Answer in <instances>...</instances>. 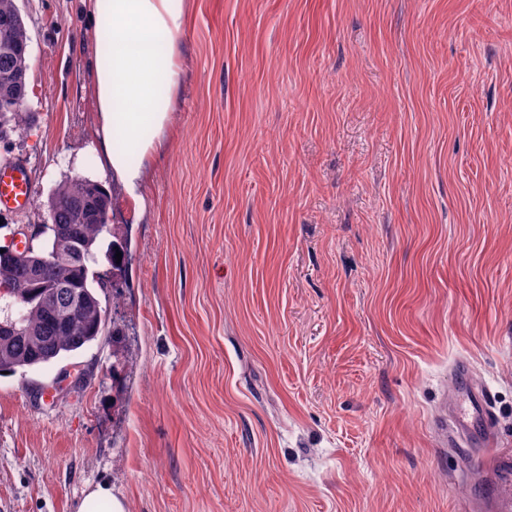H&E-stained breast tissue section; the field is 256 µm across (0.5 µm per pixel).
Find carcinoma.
Masks as SVG:
<instances>
[{
  "label": "carcinoma",
  "instance_id": "1",
  "mask_svg": "<svg viewBox=\"0 0 512 512\" xmlns=\"http://www.w3.org/2000/svg\"><path fill=\"white\" fill-rule=\"evenodd\" d=\"M29 36L16 0H0V140L22 133L32 116L11 101L26 95ZM108 195L87 177L65 178L46 200L51 233L38 241V274L3 246L2 300L18 308L15 332L0 333V376L67 357L101 336L106 323L95 278Z\"/></svg>",
  "mask_w": 512,
  "mask_h": 512
}]
</instances>
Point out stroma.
Returning <instances> with one entry per match:
<instances>
[{"mask_svg":"<svg viewBox=\"0 0 512 512\" xmlns=\"http://www.w3.org/2000/svg\"><path fill=\"white\" fill-rule=\"evenodd\" d=\"M22 134L0 163L102 180L81 0H17ZM173 133L107 329L0 377V512H467L491 486L435 419L466 362L512 449V0H189ZM82 387L49 395L61 368ZM78 512H128L126 501L112 493L110 484H98L81 500Z\"/></svg>","mask_w":512,"mask_h":512,"instance_id":"obj_1","label":"stroma"}]
</instances>
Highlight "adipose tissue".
<instances>
[{"label":"adipose tissue","instance_id":"1","mask_svg":"<svg viewBox=\"0 0 512 512\" xmlns=\"http://www.w3.org/2000/svg\"><path fill=\"white\" fill-rule=\"evenodd\" d=\"M93 21L89 94L107 178L143 191L145 162L163 148L184 74L188 0H82Z\"/></svg>","mask_w":512,"mask_h":512}]
</instances>
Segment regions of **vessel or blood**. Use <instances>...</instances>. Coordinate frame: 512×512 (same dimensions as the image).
<instances>
[{"mask_svg": "<svg viewBox=\"0 0 512 512\" xmlns=\"http://www.w3.org/2000/svg\"><path fill=\"white\" fill-rule=\"evenodd\" d=\"M32 201V188L23 165L0 166V210L25 208ZM463 390L446 408L438 427L443 445L492 447L496 428L492 417L494 400L488 386L475 381L468 368L459 371ZM489 480L496 489L493 512H512V455L496 458L490 466Z\"/></svg>", "mask_w": 512, "mask_h": 512, "instance_id": "1", "label": "vessel or blood"}]
</instances>
